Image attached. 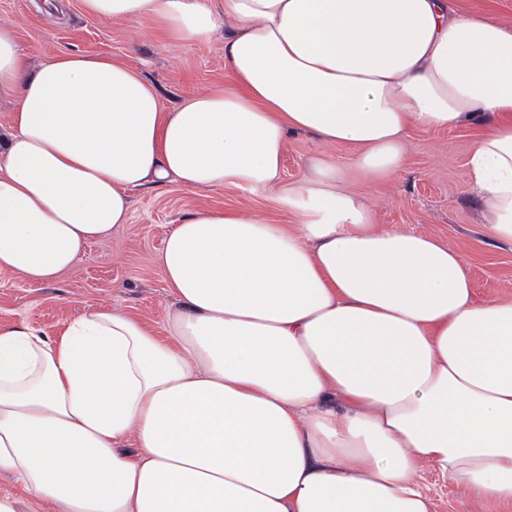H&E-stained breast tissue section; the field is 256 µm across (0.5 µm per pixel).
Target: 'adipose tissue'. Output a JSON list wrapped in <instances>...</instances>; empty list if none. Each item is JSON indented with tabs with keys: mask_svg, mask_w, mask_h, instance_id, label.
Listing matches in <instances>:
<instances>
[{
	"mask_svg": "<svg viewBox=\"0 0 512 512\" xmlns=\"http://www.w3.org/2000/svg\"><path fill=\"white\" fill-rule=\"evenodd\" d=\"M204 43L230 83L164 110L105 53L31 68L0 25V270L40 284L127 224L131 190L232 186L292 211L202 208L157 256L164 331L93 310L60 337L0 327V512H432L430 467L512 512V298L477 297L440 237L373 223L290 134L344 147L360 177L412 132L478 125L470 182L512 243V29L448 0H80ZM317 157L328 158L340 168L348 163L347 152L343 147L325 145L311 133H298L288 139L283 159V178L288 182L303 180L308 174L311 161Z\"/></svg>",
	"mask_w": 512,
	"mask_h": 512,
	"instance_id": "ef3b65f1",
	"label": "adipose tissue"
}]
</instances>
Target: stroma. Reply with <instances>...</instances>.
<instances>
[{"mask_svg": "<svg viewBox=\"0 0 512 512\" xmlns=\"http://www.w3.org/2000/svg\"><path fill=\"white\" fill-rule=\"evenodd\" d=\"M43 0H0V24L13 27L32 66L65 52L107 53L137 69L157 91L164 108L192 91L219 89L224 70V31L203 44L172 42L151 19L104 23L84 14L80 0H67L63 16H48ZM477 130L415 132L406 144V168L384 182L347 175L344 188L357 196L375 223L439 236L467 258L476 294L485 300L512 298V245L498 244L484 230V205L469 188L468 156ZM325 157L345 167L343 147L300 133L287 142L282 174L303 180L313 159ZM129 224L88 244L75 266L54 283L34 284L0 270V326L27 323L61 334L70 321L91 309L122 310L162 327L173 297L157 255L175 224L203 207L234 208L275 224L293 215L265 196L235 187L220 192L191 191L174 183L130 192ZM420 485L432 496L435 512H487L451 482L425 471Z\"/></svg>", "mask_w": 512, "mask_h": 512, "instance_id": "35a3bbf8", "label": "stroma"}]
</instances>
